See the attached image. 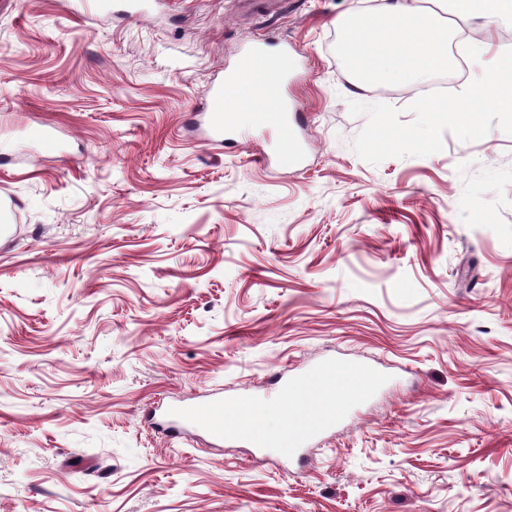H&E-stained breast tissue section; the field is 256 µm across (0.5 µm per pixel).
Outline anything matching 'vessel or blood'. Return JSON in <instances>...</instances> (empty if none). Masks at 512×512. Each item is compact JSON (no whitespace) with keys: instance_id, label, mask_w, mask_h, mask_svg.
<instances>
[{"instance_id":"b4317fda","label":"vessel or blood","mask_w":512,"mask_h":512,"mask_svg":"<svg viewBox=\"0 0 512 512\" xmlns=\"http://www.w3.org/2000/svg\"><path fill=\"white\" fill-rule=\"evenodd\" d=\"M266 42L253 38L248 42V50L236 70L229 72L224 80L208 85L203 91L205 100L199 125L209 140H223L227 130L239 127L240 113L230 111L231 99L245 92L246 88L259 85L257 68L264 54ZM258 123L276 134L275 150L288 157L290 162H299L302 145L296 134L293 117L283 103H267L258 115ZM372 377L371 368L366 366L341 367L334 359L323 360L309 373L299 377L281 380L279 388L288 394L293 405L300 410V421H285L277 436L267 435L261 428L254 427L240 432L224 427L225 419L253 409L255 403L245 396L224 397L223 393L207 394L203 399L192 402H179L166 406L161 413L160 425L173 437L184 432H204L216 446L224 442L244 440L254 448L253 458L263 462L267 459V449H277L280 458H302L305 446L313 439L324 435L336 420V385L342 374Z\"/></svg>"}]
</instances>
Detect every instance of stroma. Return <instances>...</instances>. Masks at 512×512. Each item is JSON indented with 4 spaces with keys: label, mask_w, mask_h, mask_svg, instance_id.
Wrapping results in <instances>:
<instances>
[{
    "label": "stroma",
    "mask_w": 512,
    "mask_h": 512,
    "mask_svg": "<svg viewBox=\"0 0 512 512\" xmlns=\"http://www.w3.org/2000/svg\"><path fill=\"white\" fill-rule=\"evenodd\" d=\"M369 5L0 0V512H512V114L430 119L455 62L358 84L338 21ZM438 8L454 58L512 32ZM260 36L297 63L298 165L186 129ZM326 357L378 379L304 464L148 418Z\"/></svg>",
    "instance_id": "1"
}]
</instances>
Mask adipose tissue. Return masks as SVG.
I'll use <instances>...</instances> for the list:
<instances>
[{"label":"adipose tissue","mask_w":512,"mask_h":512,"mask_svg":"<svg viewBox=\"0 0 512 512\" xmlns=\"http://www.w3.org/2000/svg\"><path fill=\"white\" fill-rule=\"evenodd\" d=\"M341 49L350 71L362 84L386 85L426 78L448 68L450 27L427 9L410 6L407 0H380L359 20L341 23ZM497 111L512 112V53L502 54L485 71L474 98L454 103L464 116L475 100Z\"/></svg>","instance_id":"adipose-tissue-1"}]
</instances>
